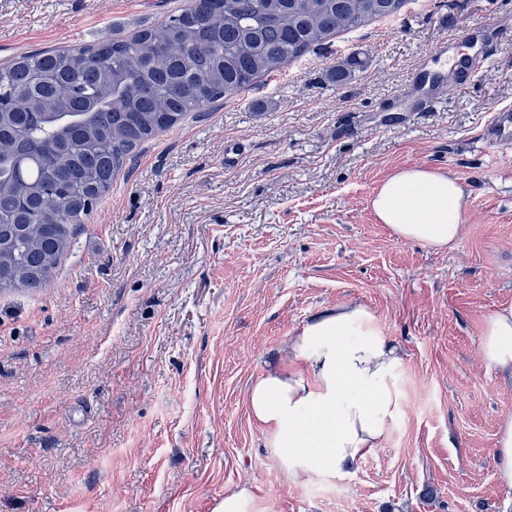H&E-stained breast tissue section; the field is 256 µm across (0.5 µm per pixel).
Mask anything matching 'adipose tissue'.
Segmentation results:
<instances>
[{
	"label": "adipose tissue",
	"instance_id": "ef3b65f1",
	"mask_svg": "<svg viewBox=\"0 0 512 512\" xmlns=\"http://www.w3.org/2000/svg\"><path fill=\"white\" fill-rule=\"evenodd\" d=\"M371 208L396 238L450 249L462 234L464 190L448 173L413 166L386 179ZM479 352L512 381V306L485 317ZM280 354L247 391L251 419L289 481L343 478L383 446L400 411V348L369 308L341 304L302 322Z\"/></svg>",
	"mask_w": 512,
	"mask_h": 512
}]
</instances>
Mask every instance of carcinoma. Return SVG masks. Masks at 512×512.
<instances>
[{
    "label": "carcinoma",
    "mask_w": 512,
    "mask_h": 512,
    "mask_svg": "<svg viewBox=\"0 0 512 512\" xmlns=\"http://www.w3.org/2000/svg\"><path fill=\"white\" fill-rule=\"evenodd\" d=\"M405 0H190L160 25L0 68V292L43 287L134 151Z\"/></svg>",
    "instance_id": "carcinoma-1"
}]
</instances>
